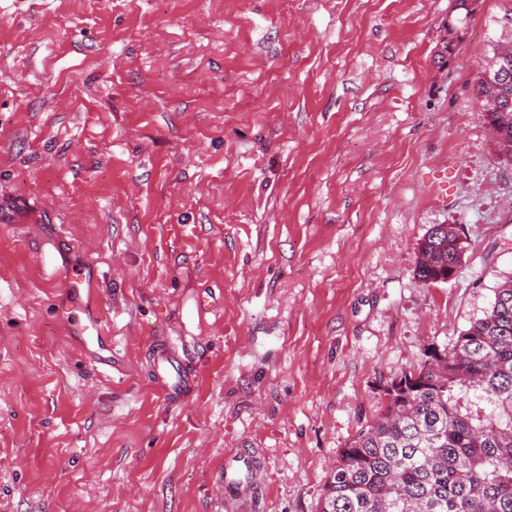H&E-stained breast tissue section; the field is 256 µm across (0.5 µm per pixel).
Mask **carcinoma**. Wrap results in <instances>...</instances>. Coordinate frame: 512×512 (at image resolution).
Instances as JSON below:
<instances>
[{"label":"carcinoma","instance_id":"cac0c4a2","mask_svg":"<svg viewBox=\"0 0 512 512\" xmlns=\"http://www.w3.org/2000/svg\"><path fill=\"white\" fill-rule=\"evenodd\" d=\"M472 0H455L456 33ZM487 57L512 73V8L496 20ZM481 117L512 162V83L477 81ZM415 276L435 283L443 266L461 260L453 231L428 230ZM419 371L385 388L386 411L340 450L319 512H512V276L494 289L489 310L455 342L428 353Z\"/></svg>","mask_w":512,"mask_h":512}]
</instances>
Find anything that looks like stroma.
Instances as JSON below:
<instances>
[{"label": "stroma", "mask_w": 512, "mask_h": 512, "mask_svg": "<svg viewBox=\"0 0 512 512\" xmlns=\"http://www.w3.org/2000/svg\"><path fill=\"white\" fill-rule=\"evenodd\" d=\"M0 0V512H318L383 388L512 275L478 115L506 0ZM453 225L451 280L414 277ZM83 269L107 364L48 282ZM171 339L196 377L164 400ZM445 224L432 226L420 240L421 259H417L415 276L424 285L435 284L436 278L443 270L444 264L460 262L464 251V244L456 234L448 228V233H435L437 227ZM256 483V469L250 457L241 451L229 452L224 457V496L231 504L245 501L252 495Z\"/></svg>", "instance_id": "35a3bbf8"}]
</instances>
